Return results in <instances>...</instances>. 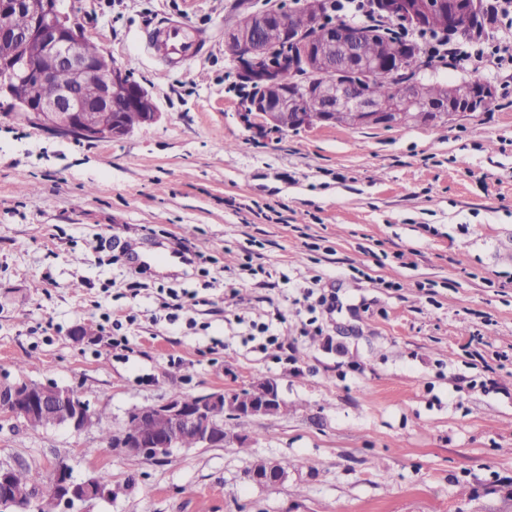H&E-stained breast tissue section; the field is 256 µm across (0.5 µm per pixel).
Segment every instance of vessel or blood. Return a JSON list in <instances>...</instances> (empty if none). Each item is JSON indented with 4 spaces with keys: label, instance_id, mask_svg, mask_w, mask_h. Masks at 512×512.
Returning a JSON list of instances; mask_svg holds the SVG:
<instances>
[{
    "label": "vessel or blood",
    "instance_id": "vessel-or-blood-1",
    "mask_svg": "<svg viewBox=\"0 0 512 512\" xmlns=\"http://www.w3.org/2000/svg\"><path fill=\"white\" fill-rule=\"evenodd\" d=\"M146 48L164 73L195 62L207 51L205 41L180 18H169L155 25L147 37Z\"/></svg>",
    "mask_w": 512,
    "mask_h": 512
}]
</instances>
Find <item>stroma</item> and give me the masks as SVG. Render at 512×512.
I'll use <instances>...</instances> for the list:
<instances>
[{"instance_id":"stroma-1","label":"stroma","mask_w":512,"mask_h":512,"mask_svg":"<svg viewBox=\"0 0 512 512\" xmlns=\"http://www.w3.org/2000/svg\"><path fill=\"white\" fill-rule=\"evenodd\" d=\"M64 8L161 119L76 142L0 115V376L27 362L26 379L79 386L102 414L79 436L0 415V465L47 474L62 460L78 480L135 482L66 512H512V59L467 43L460 67L438 71L494 84L487 112L279 133L240 117L246 90L224 52L237 0ZM165 16L209 51L162 75L142 38ZM133 242L201 258L146 266L133 297ZM249 252L262 274L241 271ZM173 291L203 299L174 323ZM128 314L131 348L113 349L104 321ZM258 377L288 411L252 419L250 453L146 460L101 439L172 392ZM258 460L288 461L287 479L252 484Z\"/></svg>"}]
</instances>
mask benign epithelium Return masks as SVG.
<instances>
[{
	"mask_svg": "<svg viewBox=\"0 0 512 512\" xmlns=\"http://www.w3.org/2000/svg\"><path fill=\"white\" fill-rule=\"evenodd\" d=\"M63 0H0V44L11 46L12 53L0 59V101L20 111L30 123L54 134L86 141L108 142L122 139L136 129L153 124L161 112L151 93L135 81L112 57L83 52L85 28L80 19L62 11ZM384 13L394 22L424 26L430 14L443 11L445 0H382ZM477 0H456V9L448 15L451 26L462 29L460 20L476 9ZM302 8L316 29L319 42L302 38L303 32L292 28L288 11L273 5L252 13L249 29L235 43V58L241 73L249 75L259 92L243 101L246 119L255 117L260 127H287L301 131L315 126L333 125L336 113H345L346 124L353 127L378 125L396 128L403 125L407 112L418 110L428 115L431 125L445 124L455 117L480 112L498 95L496 86L461 80L450 88V99L433 102L421 96L416 74L429 68L417 50L386 60L367 59L360 52L365 32L332 21L326 0H303ZM24 13L29 23L19 27L17 15ZM340 52L343 63L336 69L335 83L324 88L314 111L303 108L293 90L310 87L308 76L317 63ZM263 55L267 68L256 73L247 63ZM376 70H386L404 78L407 95L384 110L371 93L369 78ZM140 113L136 125L117 114L116 104ZM285 406L279 386L273 379L261 386H251L243 394L217 390L191 400L168 397L166 400L137 408L127 419L139 429L112 434L110 448H122L133 456L156 459L169 456L183 445L187 436L202 448L222 447L247 442L251 435L231 433L224 428L230 416H273ZM0 410L36 429L48 419L78 435L95 426L86 401L72 395V388L32 380L0 382ZM13 469L0 467V512L26 509L39 500L31 493L22 500L11 482ZM288 473L275 462H263L249 472L259 486L283 482ZM50 480L55 489L52 509L76 500L112 498L111 487L98 477L77 482L64 461L57 462Z\"/></svg>",
	"mask_w": 512,
	"mask_h": 512,
	"instance_id": "7a95c632",
	"label": "benign epithelium"
}]
</instances>
